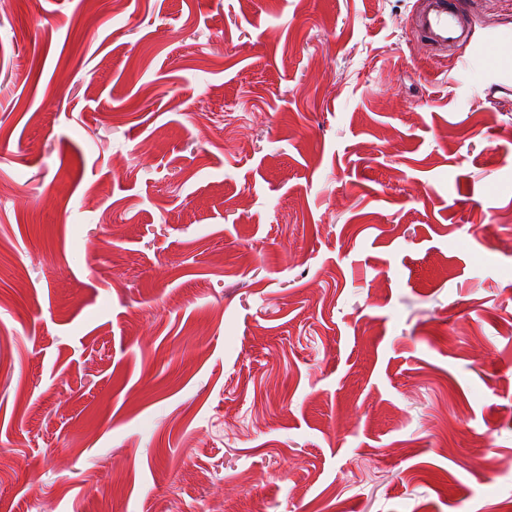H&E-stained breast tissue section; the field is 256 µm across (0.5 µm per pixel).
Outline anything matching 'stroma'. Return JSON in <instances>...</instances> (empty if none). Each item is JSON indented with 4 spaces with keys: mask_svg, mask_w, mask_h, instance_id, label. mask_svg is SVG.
<instances>
[{
    "mask_svg": "<svg viewBox=\"0 0 512 512\" xmlns=\"http://www.w3.org/2000/svg\"><path fill=\"white\" fill-rule=\"evenodd\" d=\"M0 7V512L512 503V0ZM415 17L414 26L422 42L429 47L447 48L467 36L462 16L449 0H425Z\"/></svg>",
    "mask_w": 512,
    "mask_h": 512,
    "instance_id": "stroma-1",
    "label": "stroma"
}]
</instances>
